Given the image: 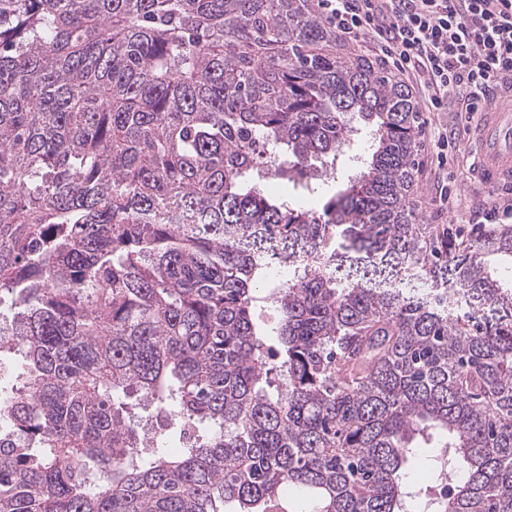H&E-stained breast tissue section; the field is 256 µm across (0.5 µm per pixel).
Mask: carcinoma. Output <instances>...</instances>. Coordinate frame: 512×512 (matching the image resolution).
Segmentation results:
<instances>
[{
  "label": "carcinoma",
  "instance_id": "obj_1",
  "mask_svg": "<svg viewBox=\"0 0 512 512\" xmlns=\"http://www.w3.org/2000/svg\"><path fill=\"white\" fill-rule=\"evenodd\" d=\"M418 127L311 0H0V512H512V225L419 223Z\"/></svg>",
  "mask_w": 512,
  "mask_h": 512
}]
</instances>
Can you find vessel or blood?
I'll return each instance as SVG.
<instances>
[{"mask_svg":"<svg viewBox=\"0 0 512 512\" xmlns=\"http://www.w3.org/2000/svg\"><path fill=\"white\" fill-rule=\"evenodd\" d=\"M506 99L504 108L482 113L471 129L480 147L474 178L488 189L512 187V92Z\"/></svg>","mask_w":512,"mask_h":512,"instance_id":"b4317fda","label":"vessel or blood"}]
</instances>
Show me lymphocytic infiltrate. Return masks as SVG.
<instances>
[{"mask_svg":"<svg viewBox=\"0 0 512 512\" xmlns=\"http://www.w3.org/2000/svg\"><path fill=\"white\" fill-rule=\"evenodd\" d=\"M316 10L413 78L427 111L473 116L512 83V0H316Z\"/></svg>","mask_w":512,"mask_h":512,"instance_id":"lymphocytic-infiltrate-1","label":"lymphocytic infiltrate"}]
</instances>
